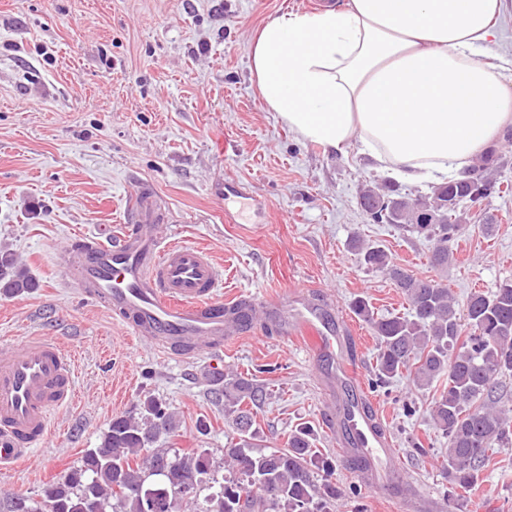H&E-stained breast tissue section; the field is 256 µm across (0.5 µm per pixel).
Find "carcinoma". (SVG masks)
Masks as SVG:
<instances>
[{
	"instance_id": "1",
	"label": "carcinoma",
	"mask_w": 512,
	"mask_h": 512,
	"mask_svg": "<svg viewBox=\"0 0 512 512\" xmlns=\"http://www.w3.org/2000/svg\"><path fill=\"white\" fill-rule=\"evenodd\" d=\"M500 193L502 183L480 175L441 183L425 198L371 186L359 202L372 211L368 218L374 223L397 224L432 241L430 263L442 270L450 244L462 233L460 204ZM416 214L433 221L416 224ZM351 247L367 268L393 278L411 307L407 316L376 318L365 299L351 302L378 339L371 386L405 371L419 388L439 382L427 412L448 437V502L457 501L483 481L494 453L512 447V281L489 294H471L460 311L441 281L408 273L378 245L355 239ZM36 287L29 270L1 249L0 292L18 296ZM213 394L238 435L224 449V462L208 448L172 455L155 447L161 436L175 434L177 419L167 405L149 398L139 415L112 418L100 443L46 485L40 500L8 494L0 512H182L188 505L193 512H331L343 492L331 481L335 459L315 448L314 430L300 426L288 434L285 447L264 452L254 425L255 411L267 400L265 385L228 370L216 379ZM223 465L236 477L218 478ZM184 483L208 494L183 500L176 489Z\"/></svg>"
}]
</instances>
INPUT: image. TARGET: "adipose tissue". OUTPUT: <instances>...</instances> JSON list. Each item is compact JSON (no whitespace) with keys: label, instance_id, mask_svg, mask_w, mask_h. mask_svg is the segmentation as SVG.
<instances>
[{"label":"adipose tissue","instance_id":"adipose-tissue-1","mask_svg":"<svg viewBox=\"0 0 512 512\" xmlns=\"http://www.w3.org/2000/svg\"><path fill=\"white\" fill-rule=\"evenodd\" d=\"M503 0H348L270 18L249 45L265 104L298 138L419 183L461 175L512 125Z\"/></svg>","mask_w":512,"mask_h":512}]
</instances>
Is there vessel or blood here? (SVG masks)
Listing matches in <instances>:
<instances>
[{
  "instance_id": "obj_1",
  "label": "vessel or blood",
  "mask_w": 512,
  "mask_h": 512,
  "mask_svg": "<svg viewBox=\"0 0 512 512\" xmlns=\"http://www.w3.org/2000/svg\"><path fill=\"white\" fill-rule=\"evenodd\" d=\"M128 218L117 240L79 242L59 254L57 267L84 299L104 304L135 336L171 354L197 358L222 351L237 318L258 309L280 336L309 337L313 351L337 357L342 372L351 374L349 355L327 316L301 292L286 302L261 304L250 296L223 301L218 296L223 268L201 248L159 235L164 215L147 186L132 195ZM75 376L74 355L52 337L30 336L0 354L1 471L45 444L52 412L75 400ZM351 427L352 436H340V445L354 446L374 466L377 477L369 490L390 495L405 479L390 438L359 415Z\"/></svg>"
}]
</instances>
